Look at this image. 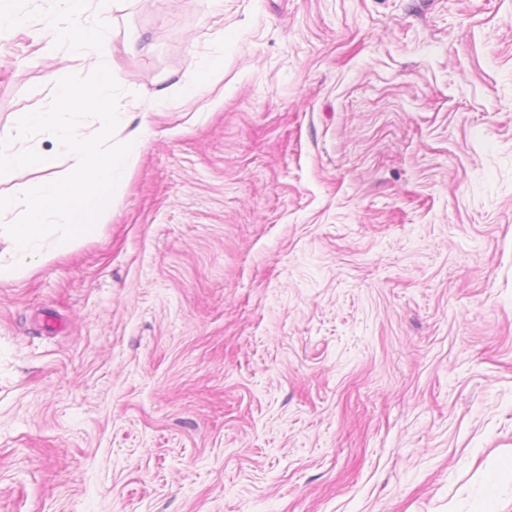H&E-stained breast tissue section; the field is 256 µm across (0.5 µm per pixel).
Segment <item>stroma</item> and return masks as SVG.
<instances>
[{
    "label": "stroma",
    "mask_w": 512,
    "mask_h": 512,
    "mask_svg": "<svg viewBox=\"0 0 512 512\" xmlns=\"http://www.w3.org/2000/svg\"><path fill=\"white\" fill-rule=\"evenodd\" d=\"M109 22L145 146L0 281V512H512V0ZM44 47L0 32V129L90 73Z\"/></svg>",
    "instance_id": "stroma-1"
}]
</instances>
